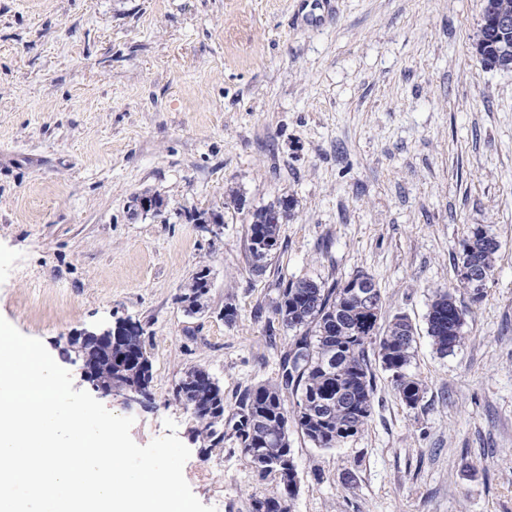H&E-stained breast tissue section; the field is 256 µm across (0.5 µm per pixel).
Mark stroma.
Returning a JSON list of instances; mask_svg holds the SVG:
<instances>
[{"instance_id":"stroma-1","label":"stroma","mask_w":512,"mask_h":512,"mask_svg":"<svg viewBox=\"0 0 512 512\" xmlns=\"http://www.w3.org/2000/svg\"><path fill=\"white\" fill-rule=\"evenodd\" d=\"M483 0H0V317L88 390L67 337L130 319L149 400L102 397L140 445L177 424L184 476L219 512H252L259 475L233 421L276 382L291 334L280 282L371 276L382 317L416 329L407 407L373 365L365 429L337 448L291 432L292 512H512V71L474 44ZM242 195L243 207L226 198ZM164 205L132 213V196ZM296 206L255 272L253 209ZM198 212L223 214L198 224ZM501 248L484 298L458 290L472 225ZM202 311L179 297L200 270ZM455 290L465 340L439 356L429 298ZM236 310L224 318L225 305ZM206 368L224 438L201 440L174 391Z\"/></svg>"}]
</instances>
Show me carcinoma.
<instances>
[{"mask_svg":"<svg viewBox=\"0 0 512 512\" xmlns=\"http://www.w3.org/2000/svg\"><path fill=\"white\" fill-rule=\"evenodd\" d=\"M477 59L484 69H512V31L488 29ZM295 201L290 197L249 213V251L261 269L280 246L279 225L288 220ZM500 242L488 224H475L462 243L458 266H472L486 278L493 276ZM365 279L377 305L367 304L355 283ZM193 297L181 296L192 307L203 305L208 279L200 271L188 284ZM382 295L368 274L358 272L342 284L326 286L313 278L282 283L274 308L282 326L294 332L281 360V377L246 390L239 401L240 418L234 424L241 453L260 475L275 472L280 488L256 499L253 512H292L298 494V472L288 430L295 427L317 448H336L364 430L373 410L374 377L370 356L391 373L401 400L410 408L423 398L420 382L409 373L415 328L404 315L379 324ZM467 312L448 291L434 292L426 315L427 333L436 352L454 353L464 339ZM86 352L97 357L99 376L145 387L150 368L139 362L145 355L142 335L107 352V346L86 341ZM293 398L287 408L285 395ZM176 399L200 415L224 416V397L218 384L198 368L185 372Z\"/></svg>","mask_w":512,"mask_h":512,"instance_id":"obj_1","label":"carcinoma"}]
</instances>
